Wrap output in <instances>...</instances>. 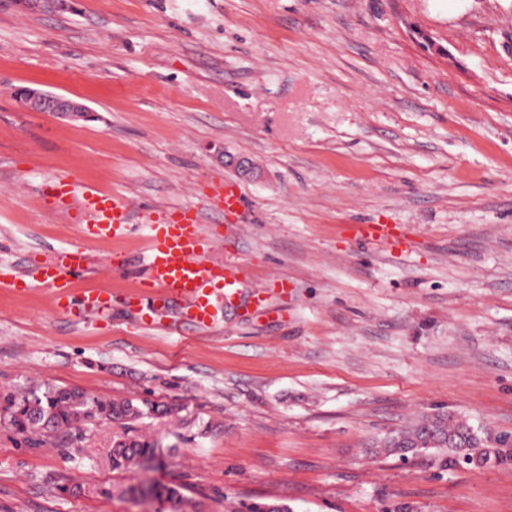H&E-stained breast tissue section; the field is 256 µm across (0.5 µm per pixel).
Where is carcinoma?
Masks as SVG:
<instances>
[{
    "label": "carcinoma",
    "mask_w": 512,
    "mask_h": 512,
    "mask_svg": "<svg viewBox=\"0 0 512 512\" xmlns=\"http://www.w3.org/2000/svg\"><path fill=\"white\" fill-rule=\"evenodd\" d=\"M4 424L24 436L31 446L42 444L48 432L62 433L81 422L112 418L126 421V428L112 437L110 463L112 469L126 471L152 462L158 443L144 434L136 424L167 414L172 407L159 405L148 398L108 402L97 396L54 387H35L0 394ZM512 436L494 439L480 427L463 417L436 413L422 417L405 428L391 430L374 438L368 445L376 455H397L402 459L415 457L432 449L443 452L461 464H506L512 453ZM123 496H152L173 502L175 512H201V503L182 493L176 486L130 485L118 489Z\"/></svg>",
    "instance_id": "1"
}]
</instances>
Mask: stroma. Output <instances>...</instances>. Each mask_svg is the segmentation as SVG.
Listing matches in <instances>:
<instances>
[{
  "mask_svg": "<svg viewBox=\"0 0 512 512\" xmlns=\"http://www.w3.org/2000/svg\"><path fill=\"white\" fill-rule=\"evenodd\" d=\"M20 87L92 114L25 111ZM60 174L122 196L131 233L83 239L79 205L43 195ZM227 180L232 216L211 202ZM184 206L241 283L203 332L171 305L172 335L128 301L148 225ZM62 247L87 250L75 285L111 288L112 318L0 287V393L174 412L143 427L160 465L126 472L108 461L121 423L37 448L0 425V512H168L100 493L138 483L182 486L202 512H512V463L367 450L441 410L512 433V0H0V263L23 274ZM219 197L224 212H238L245 206L242 190L237 183L224 182V186L219 191Z\"/></svg>",
  "mask_w": 512,
  "mask_h": 512,
  "instance_id": "obj_1",
  "label": "stroma"
}]
</instances>
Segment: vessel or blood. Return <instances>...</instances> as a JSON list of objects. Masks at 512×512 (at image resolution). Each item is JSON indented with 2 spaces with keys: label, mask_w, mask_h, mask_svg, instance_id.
Masks as SVG:
<instances>
[{
  "label": "vessel or blood",
  "mask_w": 512,
  "mask_h": 512,
  "mask_svg": "<svg viewBox=\"0 0 512 512\" xmlns=\"http://www.w3.org/2000/svg\"><path fill=\"white\" fill-rule=\"evenodd\" d=\"M81 208L88 221L82 226L89 240L120 238L131 229V214L120 197L96 189L82 196ZM150 247L144 257L141 286L153 298V309L142 316L147 327H161L160 309L179 304L183 320L194 327H211L225 306L237 295L236 266L230 260L208 258V236L197 211L186 209L172 214L169 223L150 227ZM81 252L63 254L55 261H36L29 274L17 276L0 267V286L23 290L46 286L71 305L78 319L104 321L112 317V296L103 288H84L71 293L74 276L82 270Z\"/></svg>",
  "instance_id": "vessel-or-blood-1"
}]
</instances>
